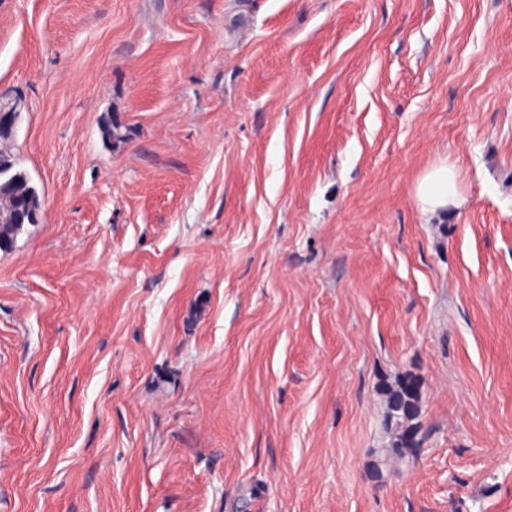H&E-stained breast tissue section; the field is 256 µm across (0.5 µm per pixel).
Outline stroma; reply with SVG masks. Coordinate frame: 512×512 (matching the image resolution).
<instances>
[{"label": "stroma", "mask_w": 512, "mask_h": 512, "mask_svg": "<svg viewBox=\"0 0 512 512\" xmlns=\"http://www.w3.org/2000/svg\"><path fill=\"white\" fill-rule=\"evenodd\" d=\"M7 101L0 512H512V0H0ZM15 155L0 149V169L7 168L10 176L0 178V250L12 247L14 239L25 224H37L33 213L41 209V202L26 174L16 169ZM457 174L448 165H438L429 170L419 182L416 197L424 214H436L458 204ZM387 410L384 426L392 433L391 452L396 456L412 455L425 440L418 422L421 381L416 376H406L395 384L385 385Z\"/></svg>", "instance_id": "obj_1"}]
</instances>
